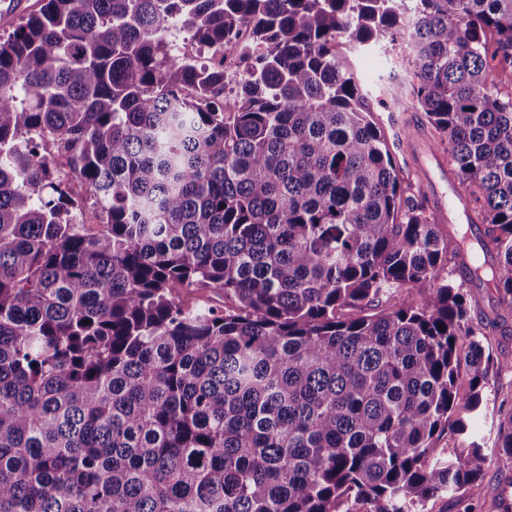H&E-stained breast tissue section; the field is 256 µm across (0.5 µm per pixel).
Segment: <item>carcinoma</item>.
<instances>
[{
    "label": "carcinoma",
    "instance_id": "1",
    "mask_svg": "<svg viewBox=\"0 0 512 512\" xmlns=\"http://www.w3.org/2000/svg\"><path fill=\"white\" fill-rule=\"evenodd\" d=\"M404 3L41 0L0 37V512L481 495L468 419L484 329L512 320V92L489 80L512 70V0H414L407 21ZM244 24L228 93L201 52ZM341 37L408 39L476 244L402 187ZM448 264L497 293L493 316L474 323ZM197 287L233 305L184 306ZM495 449L512 458V415Z\"/></svg>",
    "mask_w": 512,
    "mask_h": 512
}]
</instances>
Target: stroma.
Masks as SVG:
<instances>
[{"label": "stroma", "mask_w": 512, "mask_h": 512, "mask_svg": "<svg viewBox=\"0 0 512 512\" xmlns=\"http://www.w3.org/2000/svg\"><path fill=\"white\" fill-rule=\"evenodd\" d=\"M406 52L407 43L403 40L370 50L359 49L345 38L336 42L338 58L368 91L367 107L386 138L403 186L415 190L420 182H428L432 189L430 213L435 223L457 225L461 222L458 212L448 208L454 190L448 179V157L437 149L432 131L421 134L414 131L420 114L410 95L411 79L397 69ZM392 68L397 71L395 79L385 85L378 84V74ZM489 345L495 362L485 379L488 406L473 420L472 430L490 447L496 439L500 416L512 412V371L496 365L497 360L512 358V335L490 337ZM506 481L512 482V459L495 456L486 470L480 498L451 493L432 502L431 512H493L492 504Z\"/></svg>", "instance_id": "stroma-1"}]
</instances>
